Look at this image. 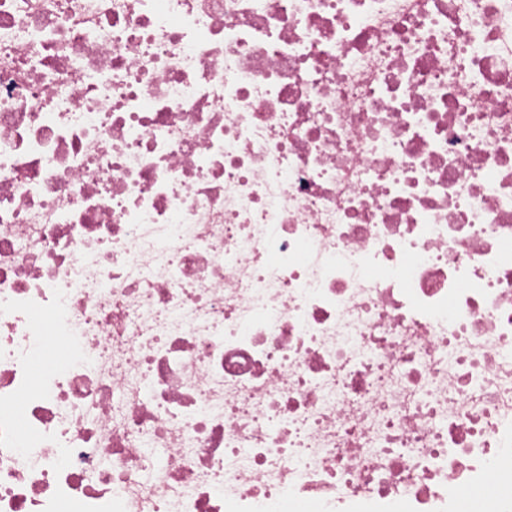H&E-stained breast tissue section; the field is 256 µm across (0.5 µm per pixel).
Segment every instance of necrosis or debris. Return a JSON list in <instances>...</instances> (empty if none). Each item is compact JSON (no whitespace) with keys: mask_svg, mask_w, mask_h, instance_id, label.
<instances>
[{"mask_svg":"<svg viewBox=\"0 0 512 512\" xmlns=\"http://www.w3.org/2000/svg\"><path fill=\"white\" fill-rule=\"evenodd\" d=\"M512 512V0H0V512Z\"/></svg>","mask_w":512,"mask_h":512,"instance_id":"4bbe7bcc","label":"necrosis or debris"}]
</instances>
